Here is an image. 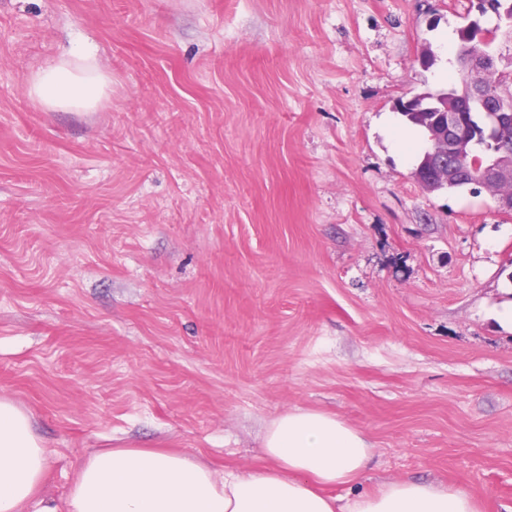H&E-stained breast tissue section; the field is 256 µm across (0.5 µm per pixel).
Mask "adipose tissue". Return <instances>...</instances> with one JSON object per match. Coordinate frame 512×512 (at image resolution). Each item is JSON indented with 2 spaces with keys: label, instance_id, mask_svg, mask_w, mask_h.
<instances>
[{
  "label": "adipose tissue",
  "instance_id": "obj_1",
  "mask_svg": "<svg viewBox=\"0 0 512 512\" xmlns=\"http://www.w3.org/2000/svg\"><path fill=\"white\" fill-rule=\"evenodd\" d=\"M25 93L42 112L98 109L109 98L112 74L95 47L74 44L22 76ZM256 472H217L197 454L163 448H110L78 467L66 512H479L459 488L413 479L341 499L336 488L368 470L365 434L336 416L296 410L273 420ZM49 465L29 415L0 397V512H22L39 500Z\"/></svg>",
  "mask_w": 512,
  "mask_h": 512
}]
</instances>
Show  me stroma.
Here are the masks:
<instances>
[{
	"label": "stroma",
	"mask_w": 512,
	"mask_h": 512,
	"mask_svg": "<svg viewBox=\"0 0 512 512\" xmlns=\"http://www.w3.org/2000/svg\"><path fill=\"white\" fill-rule=\"evenodd\" d=\"M471 7L0 0V395L47 499L103 448L253 471L301 409L365 433L359 490L512 512V214L424 192L386 126L447 88ZM79 39L111 104L37 111L23 74Z\"/></svg>",
	"instance_id": "1"
}]
</instances>
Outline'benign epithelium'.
Returning a JSON list of instances; mask_svg holds the SVG:
<instances>
[{
  "instance_id": "1",
  "label": "benign epithelium",
  "mask_w": 512,
  "mask_h": 512,
  "mask_svg": "<svg viewBox=\"0 0 512 512\" xmlns=\"http://www.w3.org/2000/svg\"><path fill=\"white\" fill-rule=\"evenodd\" d=\"M497 30L496 26L482 27L477 31L469 25L462 28L464 41L476 40V44L466 48L463 53L470 98L465 105L457 100L449 101L443 106L440 121L434 125L432 139L435 147L427 159L430 175L423 179L420 174H415L418 184L426 192L448 187L451 178L463 176L472 165L469 148L454 137L457 113L463 111L464 107L484 113L495 128H505L512 124V94L504 90L492 95L486 93L483 87L485 73L498 70V61L501 59L500 55L487 50ZM500 74L512 80V69L502 70ZM495 153L497 156L488 160L479 176L478 188L497 200L501 212L511 214L512 194L502 191V188L512 184V162L503 160V157L512 155V144L505 139L500 141Z\"/></svg>"
}]
</instances>
